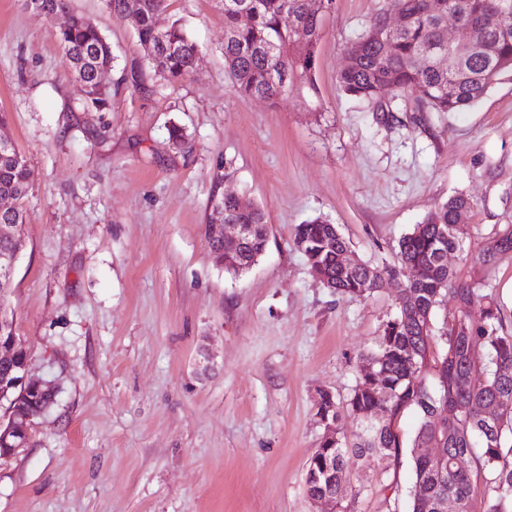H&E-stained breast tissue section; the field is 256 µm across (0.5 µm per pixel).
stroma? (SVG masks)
<instances>
[{
    "label": "stroma",
    "mask_w": 512,
    "mask_h": 512,
    "mask_svg": "<svg viewBox=\"0 0 512 512\" xmlns=\"http://www.w3.org/2000/svg\"><path fill=\"white\" fill-rule=\"evenodd\" d=\"M108 38L107 111L88 112L57 33L26 0H0V111L24 156L26 246L6 302L52 407L0 459V512H318L304 487L323 427L321 393L345 399L395 305L349 298L312 276L293 235L321 218L355 258L393 262L400 238L448 198L468 197L451 268L493 291L512 329V252L466 261L512 225V74L463 113L392 112L344 94L346 44L392 0H335L314 89L238 96L215 0H169L200 62L170 84L146 68L130 22L71 0ZM144 65L150 93L118 88ZM188 143L173 145L171 124ZM260 207L265 253L232 277L207 241L214 175ZM349 512H407L409 454L349 463Z\"/></svg>",
    "instance_id": "stroma-1"
}]
</instances>
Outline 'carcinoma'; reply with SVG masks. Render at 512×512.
Listing matches in <instances>:
<instances>
[{"mask_svg":"<svg viewBox=\"0 0 512 512\" xmlns=\"http://www.w3.org/2000/svg\"><path fill=\"white\" fill-rule=\"evenodd\" d=\"M132 25L155 75L170 84L194 71L199 46L179 21H164L167 0H137ZM33 11L49 20L67 12L70 20L58 34L69 70L81 83L86 107L104 112L112 91L96 82L98 73L113 66L112 46L87 17L70 11L69 0H28ZM251 20L240 21L236 9L224 4V67L235 91L243 97L275 100L313 81L317 47L323 37L326 11L314 0H246ZM403 23L386 29L385 14L371 20L368 30L346 46L347 64L338 75L344 93L371 102L388 87L394 95L414 96L418 112H464L478 104L492 84L512 72V0H395ZM454 16L462 29L478 28L481 45L448 56L440 32ZM306 31L297 39L295 29ZM230 173L214 179L208 208L224 204V222L250 224L245 243L208 240L210 250L224 255L225 272L239 276L265 251L269 225L258 207L239 208L224 195ZM30 191L25 159L16 150L0 149V195L16 202L0 213V224L14 227L0 235V254L16 255L24 246L23 200ZM472 207L460 195L448 199L398 242L397 263L372 268L357 260L341 262L349 244L336 225L319 218L294 228L309 269L338 294L367 297L390 290L395 313L383 324L376 349L365 362L373 375L361 376L349 396L338 401L324 392L317 416L323 426L320 447L306 470L311 499L336 494V507L347 496L345 476L350 457L383 461L410 449L414 483L409 512H438L448 497L460 512H474L479 483L488 487L483 512H512V331L507 330L494 297L484 284L448 267V253L461 250L465 229L460 217ZM512 251V225L471 257L485 264ZM454 313L437 322L436 311L448 296ZM32 416L46 400L34 393L20 399ZM410 409L420 423L413 438L400 433L398 422ZM348 413L365 422V435L348 445L340 422ZM434 448L432 455L421 452ZM475 455L482 461L477 475L457 463Z\"/></svg>","mask_w":512,"mask_h":512,"instance_id":"cac0c4a2","label":"carcinoma"}]
</instances>
